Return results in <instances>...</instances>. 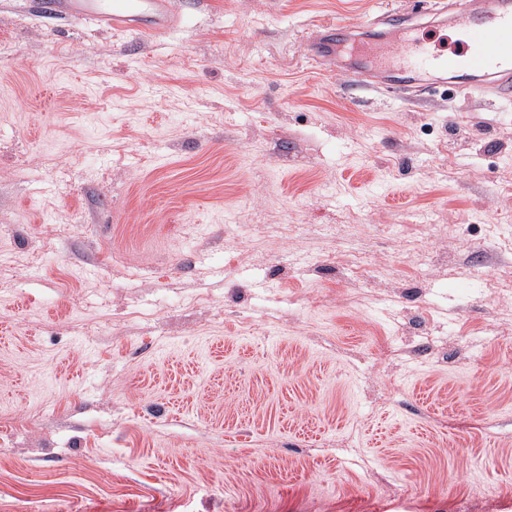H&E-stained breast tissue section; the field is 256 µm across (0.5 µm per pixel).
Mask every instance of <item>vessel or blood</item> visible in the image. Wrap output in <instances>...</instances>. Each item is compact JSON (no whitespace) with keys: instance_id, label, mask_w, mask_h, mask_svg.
<instances>
[{"instance_id":"obj_1","label":"vessel or blood","mask_w":512,"mask_h":512,"mask_svg":"<svg viewBox=\"0 0 512 512\" xmlns=\"http://www.w3.org/2000/svg\"><path fill=\"white\" fill-rule=\"evenodd\" d=\"M441 8L452 11L460 34L447 48L413 32L406 14L399 10L389 9L379 18L365 20L367 30L380 22L393 26L398 39L369 53L351 45L356 62L347 73L353 89L387 85L409 91L420 85L431 86L435 75L450 72L455 76V87H462L464 78L479 75L499 100L512 101V0H461L456 8L443 0ZM31 9L65 21L90 20L143 39L166 36L179 19L175 0H31ZM346 33L340 22L318 24L312 33L309 60L316 66H327L339 37Z\"/></svg>"}]
</instances>
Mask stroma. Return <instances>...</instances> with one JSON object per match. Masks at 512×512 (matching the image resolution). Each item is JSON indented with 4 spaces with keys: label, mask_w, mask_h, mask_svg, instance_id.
Listing matches in <instances>:
<instances>
[{
    "label": "stroma",
    "mask_w": 512,
    "mask_h": 512,
    "mask_svg": "<svg viewBox=\"0 0 512 512\" xmlns=\"http://www.w3.org/2000/svg\"><path fill=\"white\" fill-rule=\"evenodd\" d=\"M390 8L0 0V512H512V102L309 63ZM33 12L72 21L90 20L143 39L166 36L179 19L174 0H32ZM315 27L309 45L308 59L314 65L326 68L331 56L336 54V41L347 34L348 28L341 22L321 23Z\"/></svg>",
    "instance_id": "obj_1"
}]
</instances>
